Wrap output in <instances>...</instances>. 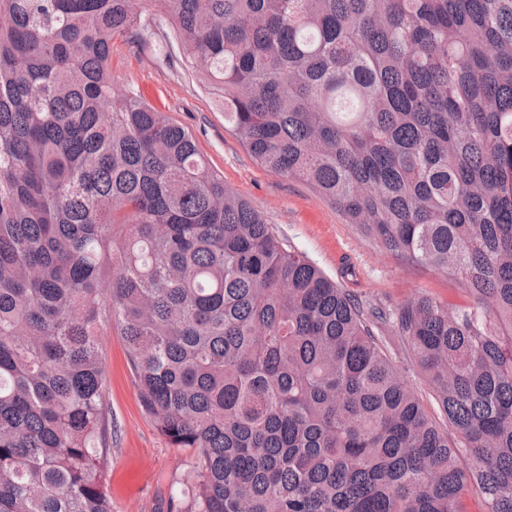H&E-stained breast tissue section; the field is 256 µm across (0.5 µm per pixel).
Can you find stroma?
Here are the masks:
<instances>
[{
    "instance_id": "obj_1",
    "label": "stroma",
    "mask_w": 512,
    "mask_h": 512,
    "mask_svg": "<svg viewBox=\"0 0 512 512\" xmlns=\"http://www.w3.org/2000/svg\"><path fill=\"white\" fill-rule=\"evenodd\" d=\"M112 75L117 89H137L175 123L192 131L225 185L351 295L389 309L419 295L452 307L469 305L470 297L457 279L373 246L306 184L254 163L225 128L224 112L204 89L199 68L181 61L166 64L154 38H147L140 47L114 40ZM384 346L404 382L416 391L430 415L439 417L433 392L398 337L386 336ZM101 348L112 410V444L107 455L112 512H167L170 497L179 493L188 477L190 456L172 448L142 409L121 336H103Z\"/></svg>"
}]
</instances>
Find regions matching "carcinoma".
<instances>
[{
    "mask_svg": "<svg viewBox=\"0 0 512 512\" xmlns=\"http://www.w3.org/2000/svg\"><path fill=\"white\" fill-rule=\"evenodd\" d=\"M151 30L257 165L472 302L366 305L285 243L115 88ZM112 330L193 455L168 512H512V0H0V512H112ZM384 347L387 349L392 363L397 368L404 382L412 387L430 415L442 425V417L438 404L431 389L425 384L424 379L416 365L407 356L405 349L397 336L385 333Z\"/></svg>",
    "mask_w": 512,
    "mask_h": 512,
    "instance_id": "cac0c4a2",
    "label": "carcinoma"
}]
</instances>
